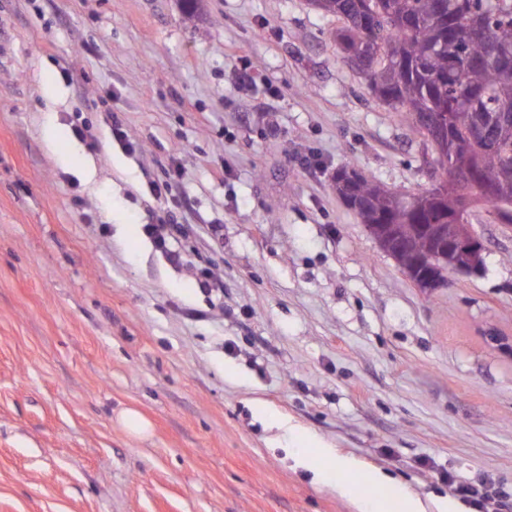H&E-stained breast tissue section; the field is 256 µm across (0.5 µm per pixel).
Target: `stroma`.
<instances>
[{"instance_id": "1", "label": "stroma", "mask_w": 512, "mask_h": 512, "mask_svg": "<svg viewBox=\"0 0 512 512\" xmlns=\"http://www.w3.org/2000/svg\"><path fill=\"white\" fill-rule=\"evenodd\" d=\"M182 9L0 0V512H356L255 399L420 498L512 493V355L490 338L512 342V230L474 209L482 271L419 291L336 195L342 167L434 182L336 18ZM169 215L178 267L142 232Z\"/></svg>"}]
</instances>
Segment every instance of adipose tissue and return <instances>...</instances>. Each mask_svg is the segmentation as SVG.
<instances>
[{
	"label": "adipose tissue",
	"mask_w": 512,
	"mask_h": 512,
	"mask_svg": "<svg viewBox=\"0 0 512 512\" xmlns=\"http://www.w3.org/2000/svg\"><path fill=\"white\" fill-rule=\"evenodd\" d=\"M292 434L296 465L317 478L332 470L344 474L345 480L339 491L351 498L357 506V512H390V501L394 498L404 501L405 512H426L419 497L395 486L392 478L384 472L365 468L356 458L336 455L333 449L323 446L300 428H293ZM385 487L393 490V498L379 496V489Z\"/></svg>",
	"instance_id": "1"
}]
</instances>
